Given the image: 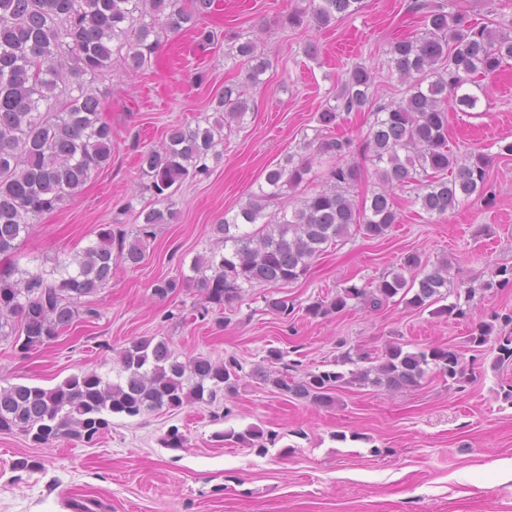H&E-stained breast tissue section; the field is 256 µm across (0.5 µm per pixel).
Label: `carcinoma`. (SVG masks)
<instances>
[{
    "instance_id": "cac0c4a2",
    "label": "carcinoma",
    "mask_w": 512,
    "mask_h": 512,
    "mask_svg": "<svg viewBox=\"0 0 512 512\" xmlns=\"http://www.w3.org/2000/svg\"><path fill=\"white\" fill-rule=\"evenodd\" d=\"M362 0H311L310 15L294 10L285 15L290 27L310 18L327 25L338 13H353ZM212 0H0V255L13 256L31 224L74 198L91 173L112 157V124L103 117L100 98L83 76L105 73L112 56L124 55L131 70L141 68L155 53L158 30L191 31L202 48L213 34L203 26ZM425 31L416 39L395 41L391 61L408 95L397 105L379 107L367 136L366 149L382 185L369 201L355 203L348 187L355 170L345 163L352 141L332 134L343 112L366 105L375 85L372 72L355 65L336 95L337 104L316 113L317 152L336 160L331 188L301 200L292 212L266 216L267 202L286 186L305 181L309 167L292 157L267 171L265 187L238 212L224 216L213 231L222 247L194 259L191 269L208 305L230 307L255 285H277L299 279L313 259L354 228L367 238L386 235L397 223L393 189L413 185L416 201L429 215H443L487 183L488 157L470 153L460 159L448 148V117L444 104L461 112L478 107L483 86L474 77L490 76L512 58V34L473 22L469 13H449L442 3H418ZM150 21H145V18ZM242 58L243 82L257 85L270 62L257 45L235 46ZM215 117L205 124L173 126L162 147L140 151L138 162L147 178L143 190L156 206L142 208V222L132 237L117 238L109 224L96 243L65 264L49 280L41 271L0 263V339H12L23 356L66 332L80 317L77 300L105 288L112 280L113 254L131 268L145 258L155 228L174 220L173 196L184 182L210 174L209 161L218 157L224 128L240 124L249 110L240 84L224 85L213 100ZM260 224L257 229L251 226ZM413 271L408 279L404 272ZM449 264L443 259L428 267L418 253L404 257L401 270L382 277L372 288L349 285L331 299L306 307L313 318L345 310L356 300L374 309L407 300L426 308L448 298ZM186 280L159 279L153 295L165 299ZM494 325L479 322L469 343L479 348L494 341L499 363L512 361V331L492 336ZM119 381L90 372L74 374L49 389L0 387V431H17L35 444L78 439L91 443L110 426L114 416L134 418L146 412L179 409L193 403L212 404L221 392L238 390L241 364L233 357L216 361L206 356L179 359L164 340H134L120 352ZM446 381H466L460 355L440 346L409 351L391 343L376 365L340 372H310L297 379L283 371L260 367L251 377L279 394L317 406L336 403V390L346 384L372 385L397 392L420 383L429 368ZM226 445L267 448L263 432L251 428L217 434ZM185 436L173 426L160 438L165 448L184 447Z\"/></svg>"
}]
</instances>
